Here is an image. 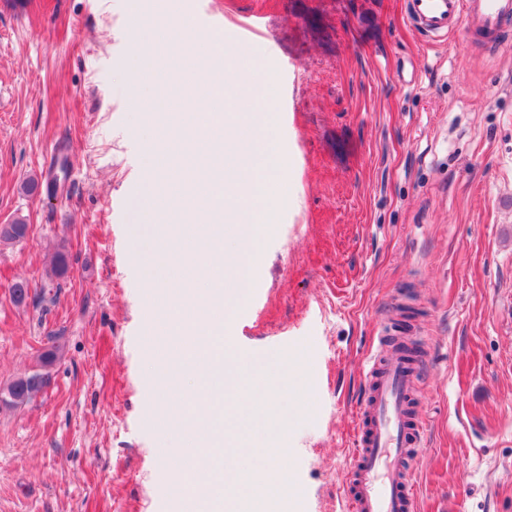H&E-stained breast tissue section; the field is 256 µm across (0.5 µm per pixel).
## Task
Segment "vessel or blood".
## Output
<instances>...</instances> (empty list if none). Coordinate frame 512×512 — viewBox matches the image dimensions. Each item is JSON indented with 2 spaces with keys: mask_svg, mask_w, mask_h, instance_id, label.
Wrapping results in <instances>:
<instances>
[{
  "mask_svg": "<svg viewBox=\"0 0 512 512\" xmlns=\"http://www.w3.org/2000/svg\"><path fill=\"white\" fill-rule=\"evenodd\" d=\"M406 15L432 38L462 33L488 48L512 30V0H406ZM367 395L357 418L346 484L347 512H414L413 464L426 444L414 403L420 381L416 363L379 338L364 374Z\"/></svg>",
  "mask_w": 512,
  "mask_h": 512,
  "instance_id": "obj_1",
  "label": "vessel or blood"
}]
</instances>
